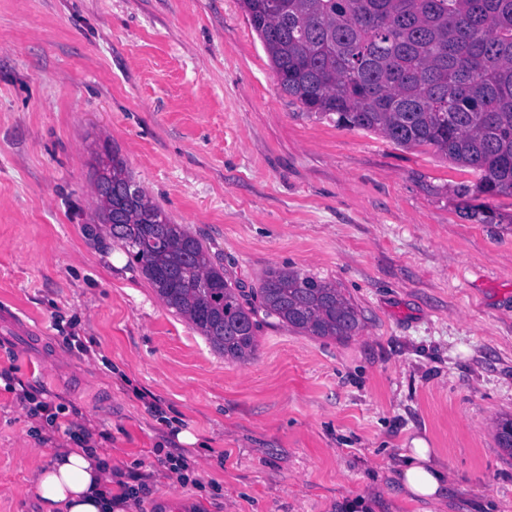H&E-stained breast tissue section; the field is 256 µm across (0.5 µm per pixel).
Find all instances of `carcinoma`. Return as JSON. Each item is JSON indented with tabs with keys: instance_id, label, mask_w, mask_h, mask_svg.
I'll use <instances>...</instances> for the list:
<instances>
[{
	"instance_id": "1",
	"label": "carcinoma",
	"mask_w": 512,
	"mask_h": 512,
	"mask_svg": "<svg viewBox=\"0 0 512 512\" xmlns=\"http://www.w3.org/2000/svg\"><path fill=\"white\" fill-rule=\"evenodd\" d=\"M282 93L339 128L430 146L477 175L457 193L512 198V0H240ZM112 184L134 183L117 153ZM110 227L164 304L230 361L256 351L259 315L337 340L360 328L336 285L291 268L245 288L215 268L180 224L151 218L147 196Z\"/></svg>"
}]
</instances>
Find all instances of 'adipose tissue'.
Instances as JSON below:
<instances>
[{
    "label": "adipose tissue",
    "instance_id": "1",
    "mask_svg": "<svg viewBox=\"0 0 512 512\" xmlns=\"http://www.w3.org/2000/svg\"><path fill=\"white\" fill-rule=\"evenodd\" d=\"M396 470L410 500L432 504L448 494V469L423 443L400 453ZM32 483L38 512H116L112 472L97 450H59Z\"/></svg>",
    "mask_w": 512,
    "mask_h": 512
}]
</instances>
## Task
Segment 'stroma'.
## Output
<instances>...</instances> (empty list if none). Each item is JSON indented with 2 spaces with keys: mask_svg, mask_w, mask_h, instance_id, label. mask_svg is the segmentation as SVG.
I'll return each mask as SVG.
<instances>
[{
  "mask_svg": "<svg viewBox=\"0 0 512 512\" xmlns=\"http://www.w3.org/2000/svg\"><path fill=\"white\" fill-rule=\"evenodd\" d=\"M114 150L215 266L336 284L360 330L264 317L255 356L225 360L94 224ZM474 179L304 114L240 0H0V512H32L68 422L147 485L126 512H422L394 476L417 440L448 468L431 512H512V224L473 216L512 198L457 194Z\"/></svg>",
  "mask_w": 512,
  "mask_h": 512,
  "instance_id": "stroma-1",
  "label": "stroma"
}]
</instances>
